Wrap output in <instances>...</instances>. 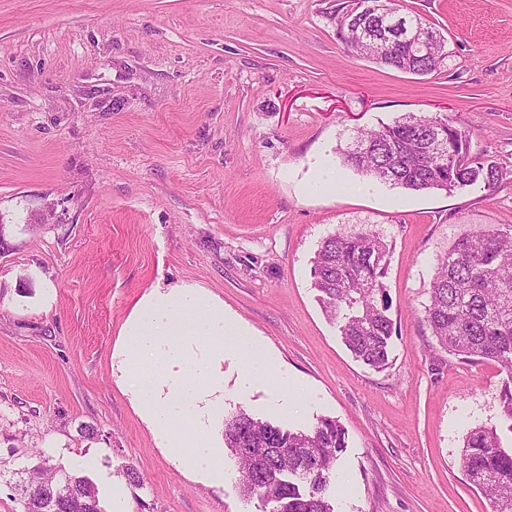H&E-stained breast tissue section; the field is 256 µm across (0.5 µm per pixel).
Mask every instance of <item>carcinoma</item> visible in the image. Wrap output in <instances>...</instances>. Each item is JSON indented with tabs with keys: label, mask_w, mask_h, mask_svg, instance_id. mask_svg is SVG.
I'll return each mask as SVG.
<instances>
[{
	"label": "carcinoma",
	"mask_w": 512,
	"mask_h": 512,
	"mask_svg": "<svg viewBox=\"0 0 512 512\" xmlns=\"http://www.w3.org/2000/svg\"><path fill=\"white\" fill-rule=\"evenodd\" d=\"M390 16L385 32L377 17L352 20L343 13L339 38L365 59L417 76L431 75L448 58L445 39L418 15L400 12L399 0H370ZM428 43L425 57L406 41L408 33ZM471 130L445 113L404 114L375 128L359 129L341 152L344 165L394 188L452 193L479 184L490 189L504 171L470 151ZM390 250L380 234L361 228L324 238L313 258V286L327 316L339 326L355 359L382 370L389 364L393 323L382 279ZM421 319L442 350L470 362L489 360L504 373L501 418L512 432V225L465 234L438 260ZM224 445L237 460L243 495L262 512H334L326 488L346 433L323 417L309 430L293 431L241 409L224 418ZM461 466L492 502L493 512H512V448L495 426L472 428ZM19 474L22 489L61 487L57 512H105L99 491L85 476L43 464Z\"/></svg>",
	"instance_id": "carcinoma-1"
}]
</instances>
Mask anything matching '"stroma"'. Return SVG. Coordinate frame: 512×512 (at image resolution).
Wrapping results in <instances>:
<instances>
[{"label": "stroma", "instance_id": "1", "mask_svg": "<svg viewBox=\"0 0 512 512\" xmlns=\"http://www.w3.org/2000/svg\"><path fill=\"white\" fill-rule=\"evenodd\" d=\"M348 3L0 0V512H20L17 472L45 459L106 512H261L232 460L211 485L158 448L111 371L143 295L187 285L255 344L250 364L224 354L225 413L345 428L335 512H492L460 456L476 426L512 443L500 369L440 349L421 311L437 256L512 225V0H403L447 42L424 77L349 52ZM436 112L507 177L412 192L342 166L355 130ZM324 166L348 192L314 188ZM360 226L390 246L382 371L312 286L320 241Z\"/></svg>", "mask_w": 512, "mask_h": 512}]
</instances>
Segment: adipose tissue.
Here are the masks:
<instances>
[{"label":"adipose tissue","mask_w":512,"mask_h":512,"mask_svg":"<svg viewBox=\"0 0 512 512\" xmlns=\"http://www.w3.org/2000/svg\"><path fill=\"white\" fill-rule=\"evenodd\" d=\"M123 333L131 342L113 353L122 365L118 379L154 437L191 470L223 480L222 446L182 438L177 427L201 430L219 418L224 352L251 361V340L225 320L223 301L197 287L152 291L134 309Z\"/></svg>","instance_id":"1"}]
</instances>
